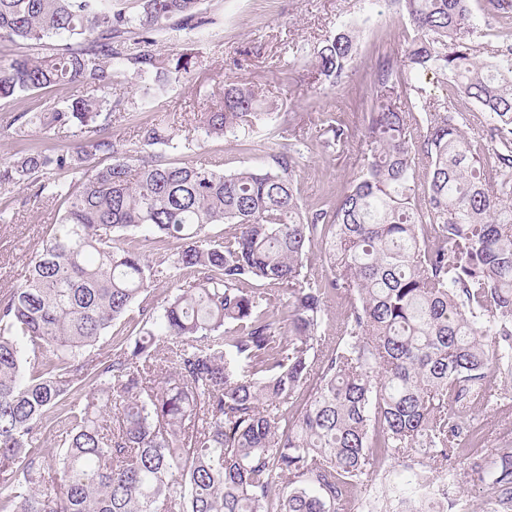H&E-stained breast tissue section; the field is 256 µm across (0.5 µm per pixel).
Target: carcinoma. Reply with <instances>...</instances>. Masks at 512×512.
<instances>
[{
	"instance_id": "1",
	"label": "carcinoma",
	"mask_w": 512,
	"mask_h": 512,
	"mask_svg": "<svg viewBox=\"0 0 512 512\" xmlns=\"http://www.w3.org/2000/svg\"><path fill=\"white\" fill-rule=\"evenodd\" d=\"M413 36L405 66L432 71L484 116L403 112L389 96L365 115L371 162L336 193L302 205L292 156L268 169L164 163L112 139L115 76L163 92L192 76L154 35L209 24L200 0H0V98L79 85L84 94L17 113L65 130L63 152L0 161V189L58 203L24 279L0 298V512H341L375 464L412 451L419 479L484 443L479 408L512 406V48L476 55L469 0H396ZM358 35L342 31L313 68L337 87ZM250 83L201 113L206 136L272 119ZM168 127L139 142L167 146ZM110 159L101 168L86 163ZM227 224L224 240L207 236ZM178 242L156 264L141 241ZM331 275L306 270L314 246ZM176 293L159 306L150 288ZM344 327L322 335L328 300ZM109 337L112 353L92 348ZM467 469L512 512V451ZM287 484L272 496L281 478Z\"/></svg>"
}]
</instances>
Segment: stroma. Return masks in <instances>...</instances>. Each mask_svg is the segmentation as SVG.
Masks as SVG:
<instances>
[{
    "label": "stroma",
    "mask_w": 512,
    "mask_h": 512,
    "mask_svg": "<svg viewBox=\"0 0 512 512\" xmlns=\"http://www.w3.org/2000/svg\"><path fill=\"white\" fill-rule=\"evenodd\" d=\"M469 7L479 57L496 60L502 45H512V16L488 11L485 0H470ZM200 9L209 19L201 31L168 30L156 36L162 57L196 55L199 67L192 77L171 82L166 93L157 95L132 85L130 76H116L114 97L119 104L112 112L113 139L135 146L142 126L162 122L176 135L172 144L155 147L159 160L209 162L227 172L268 167L270 151L284 142L305 140L295 171L307 205L357 176L370 158L363 115L379 92L376 67L386 57L401 63L412 35L408 18L392 0H200ZM348 29L360 35L358 54L345 83L331 88L316 79L312 62L326 38ZM241 80L262 90L275 122L219 138L198 131L192 141H185L186 120L216 100L225 85ZM81 93V87L71 85L0 99V159L25 150L72 148L69 133L35 129L21 139L9 122L15 113L37 112L45 102ZM390 95L399 109L417 112L423 100L443 101L455 93L433 72L406 70ZM339 124L348 126L350 137L336 146L332 130ZM4 201L10 204L12 221L0 224V290L23 278L57 208L53 199L33 197L28 189L0 194V203ZM420 467L421 457L414 452L381 464L358 491L350 512H394L396 491L408 490ZM446 476L448 498L454 503L451 512H485L488 496L482 486L453 470Z\"/></svg>",
    "instance_id": "obj_1"
}]
</instances>
